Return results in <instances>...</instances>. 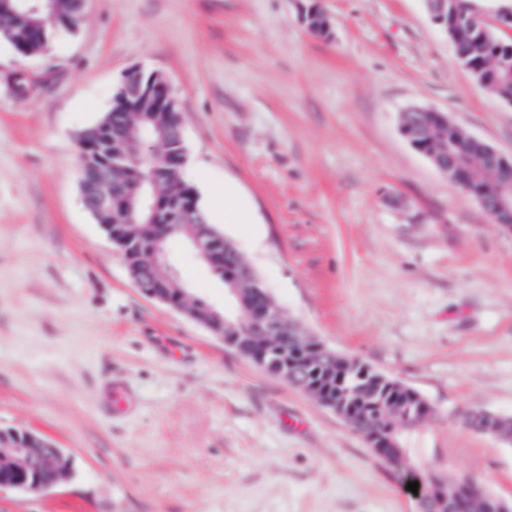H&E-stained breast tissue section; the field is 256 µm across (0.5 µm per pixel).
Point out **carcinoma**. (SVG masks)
Segmentation results:
<instances>
[{"label": "carcinoma", "mask_w": 512, "mask_h": 512, "mask_svg": "<svg viewBox=\"0 0 512 512\" xmlns=\"http://www.w3.org/2000/svg\"><path fill=\"white\" fill-rule=\"evenodd\" d=\"M78 0H14L17 13L28 15L38 21L36 25H19L8 15L0 17V40L22 51L26 57L42 55L60 36L73 34L78 28L76 23ZM480 0H448V31L445 35L451 42L458 61L467 66L476 82L494 98L501 102L512 101V57L497 64L490 63L486 45L480 40L478 31L467 16L472 13V5ZM126 112L132 124L140 131H151L160 125L167 129L182 126L181 110L178 107H165L157 100L114 101L104 117L92 127L82 131L78 143L85 149H112V114ZM402 130L416 144L417 152L428 159L449 157L454 181L466 185L474 194L492 197L507 183L508 179L501 171L492 170L484 164L483 143L474 141L471 135L451 125L443 112H404L399 120ZM170 151L167 143L156 141L151 149H139L140 162L134 166L144 190V205L129 215L124 211L93 214L106 232L110 225L117 224L134 241L139 243L141 252L154 245L155 237L161 233L153 224L147 223L150 215L157 217V223L165 225L163 245L173 238L190 239L189 225L208 223L201 207L190 216L173 217L180 208L182 199L195 193L182 177V168L165 160ZM213 237L222 241L224 259H236L241 267H248L231 241L216 228H211ZM216 277L225 287L237 288L232 297L233 309L222 313L226 319L246 322L245 312L251 306V284L239 281V270L227 265L212 267ZM396 417L389 411L377 408H358L349 416V425L359 433L375 432L392 425ZM465 427L477 433H492L497 430L503 435H512V416L500 415L487 418L479 409L466 412L462 417ZM50 441L34 434L17 430L0 431V481L15 478L10 462L7 460L9 449L15 446L26 448H44Z\"/></svg>", "instance_id": "carcinoma-1"}]
</instances>
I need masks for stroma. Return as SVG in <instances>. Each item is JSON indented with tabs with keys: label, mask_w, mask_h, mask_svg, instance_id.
Returning <instances> with one entry per match:
<instances>
[{
	"label": "stroma",
	"mask_w": 512,
	"mask_h": 512,
	"mask_svg": "<svg viewBox=\"0 0 512 512\" xmlns=\"http://www.w3.org/2000/svg\"><path fill=\"white\" fill-rule=\"evenodd\" d=\"M308 3L89 0L43 58L0 42V76L46 75L26 102L0 86V429L69 462L58 488L0 492V512H420L315 397L143 295L85 210L77 136L133 66L167 75L182 177L285 316L428 400L403 433L412 470L512 501V444L459 420L512 415V235L398 130L400 112L434 108L512 155V106L423 0H318L327 39L303 26ZM169 251L189 300L230 305L191 247Z\"/></svg>",
	"instance_id": "obj_1"
}]
</instances>
